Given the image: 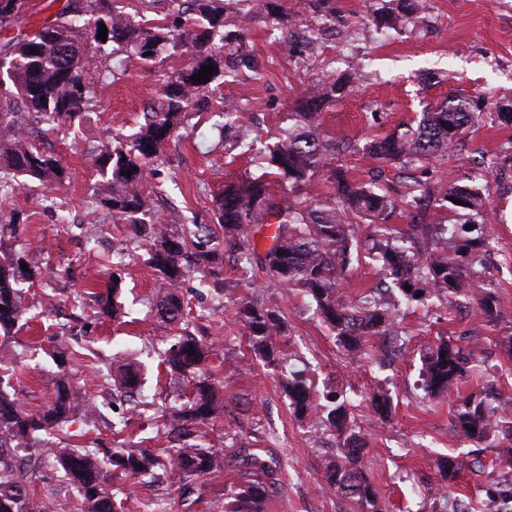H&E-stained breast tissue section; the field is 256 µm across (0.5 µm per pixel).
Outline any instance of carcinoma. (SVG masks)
<instances>
[{
	"label": "carcinoma",
	"instance_id": "obj_1",
	"mask_svg": "<svg viewBox=\"0 0 512 512\" xmlns=\"http://www.w3.org/2000/svg\"><path fill=\"white\" fill-rule=\"evenodd\" d=\"M131 5V0H65L54 16L35 29L0 43V57L7 62V79L0 81L5 84L0 90V198L7 199L21 189L23 177L38 181L45 192L65 178L56 156L41 149L42 129L32 126L30 116L46 124L72 126L82 119L92 98L86 76L103 61L132 46L142 64L151 67L161 49L177 52L191 47L190 70L168 77L160 106L143 113V123L135 133L112 136V142L94 155L103 185L86 197L87 207L107 208L112 222L128 225L131 239L145 248L147 264L166 288L156 305L162 321H185L187 305L180 294L185 277L194 270L216 269L222 262L223 241L237 239L247 245L241 262L251 265L255 261L253 239L272 223L276 224L273 244L263 257L270 276L280 287L296 288L311 297L341 350L365 360L372 358L366 347L368 337L398 336V308L382 294H366L357 301L344 298L345 272L357 246L359 220H371L376 237L372 259L381 263L382 271L409 302L435 292L448 299L451 307L457 297L489 280L483 238L487 204L475 187L457 184L437 198L426 182L410 185L403 202L407 210H445L450 220L427 225L430 237L423 244L406 239L390 224L395 204L386 194L348 178L343 165L329 161L328 146L319 140L312 120L335 96L334 83L307 94L306 111L291 113L292 125L268 147L267 163L281 185V194L269 189L267 178L246 179L226 185L218 194L213 223L196 224L192 230L165 223L138 185L153 174L152 166L169 140L191 135L190 111L201 106V94L223 76L224 61L208 44L224 41V0H168L170 14L188 22L174 28L165 21L146 27L136 24L127 12ZM33 8L31 0H0V31L20 28L19 22ZM102 24L108 30L105 42L98 39ZM210 64L213 74L208 81L193 82L202 66ZM472 119L469 103L448 100L424 113L418 128L373 138L364 150L378 161L411 169L447 152ZM322 170L332 184L333 197L309 203L301 197V190ZM127 171L131 176H125ZM455 199L462 204L453 203ZM18 230L17 224L0 225V331L5 339L23 315L22 281L60 275L52 265L22 269L20 257L4 246ZM119 288L121 278L114 273L106 291L96 294L99 316H116ZM229 303L231 317L254 356L277 365L282 351L276 339L288 328L285 311L247 295L231 297ZM477 303L487 323L498 322L501 311L492 291H483ZM214 352L213 343L185 331L160 354L169 369L190 386L180 406L162 411L166 447L121 446L102 459L91 450H77L69 444L53 449L55 461L80 494L78 501L62 503L64 512H131L138 502L118 500L109 490L114 468L128 479L160 469L177 484L185 500L200 495L198 481L224 473V449L207 444L204 430L224 420L228 408L224 386L209 372ZM52 358L59 371L53 380L52 401L43 409H26L19 391L0 378V512H45L44 503L30 489L33 468L18 461V452L45 451L48 437L61 423L85 418L92 411L64 368L65 348L57 349ZM468 364L465 348L450 339L440 340L422 357L423 387L433 397L457 394L452 414L455 430L476 443L504 449L512 460V418L507 415L512 398L494 406L484 389L460 394ZM112 381L131 392L139 383V372L130 364H121L112 371ZM281 384L296 417H313L338 436L336 457L323 464L327 489L355 501L359 512H381L377 490L363 465L367 437L351 419L350 401L334 395L324 404L315 402V385L305 371L284 376ZM366 401L375 414L389 416L391 401L386 394L373 393ZM233 455L253 478L231 492L225 512H266L276 486V469L246 447L234 450ZM489 498L500 506L497 512H507L504 506L512 504V475L492 487Z\"/></svg>",
	"mask_w": 512,
	"mask_h": 512
}]
</instances>
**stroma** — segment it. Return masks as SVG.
<instances>
[{
	"mask_svg": "<svg viewBox=\"0 0 512 512\" xmlns=\"http://www.w3.org/2000/svg\"><path fill=\"white\" fill-rule=\"evenodd\" d=\"M392 6V0H224V82L210 96L208 109L191 116L193 134L165 144L158 176L142 188L169 223H209L213 199L226 183L261 175L258 151L275 142L289 113L300 111L305 90L336 81L342 88L317 115V134L335 145L351 178L381 184L397 202L406 191L408 171L370 158L365 143L417 126L428 106L448 98L482 106V119L469 125L448 153L431 160L429 168L440 186L473 179L489 204L490 289L501 310L496 324L484 322L473 302L463 301L460 310L451 312L429 296L410 306L401 323L409 338L403 353L386 350L384 340L375 337L372 345L384 351L379 364L355 361L340 351L304 293L269 287L261 263L242 278L241 248L225 244L226 290L254 295L288 314V332L278 339L285 361L278 368L253 357L227 311L213 303L212 286L200 285L195 275L184 282L189 305L211 310L208 319L193 321L191 330L217 339L212 361L220 366L218 379L225 398L238 400L210 436L243 431L247 442L276 461L281 482L267 512H359L322 480L323 459L336 453L335 437L295 418L281 388L282 371L303 367L317 393L336 390L351 401L355 420L368 435L364 466L383 512H438L440 503L433 497L442 481L437 463L449 454L468 462L450 486L468 512H489L486 489L508 472L500 449L476 447L453 429L448 399L426 398L420 369L422 354L439 339L465 345L470 337L481 336L487 344L477 358L486 369L473 377L472 386L490 379L499 397H512V357L496 345L512 334V126L489 117L512 100V0H420L416 21L380 25ZM242 11L252 17L245 30L238 25ZM240 46L249 52V64L236 57ZM192 61L191 52L164 51L151 71L130 53L123 57L120 79L90 74L95 98L81 124L46 139V150L60 159L67 175L53 202H46L41 191L22 189L0 203V224L16 221L23 227L10 241L15 254L32 266L72 268L67 279L38 280L26 287L27 309L9 339L24 369V406L35 411L51 400L57 369L51 353L58 344L68 350L76 385L90 397L111 391L113 361L142 370L145 405L125 433L113 434L121 412L108 402L93 419L63 426V436L75 446L101 455L123 443L164 447L158 415L162 406L178 404L186 384L168 372L159 356L170 336L153 311L165 291L162 282L145 264L143 252L117 262L112 240L125 234V225L106 222L104 212L84 205L99 180L92 155L113 134L132 133L144 112L158 104L161 74L188 70ZM227 99L239 105L241 127L221 132L216 114ZM61 208L69 210V223L57 222ZM90 236L98 240L92 250L85 244ZM370 245V240H359V258L347 269L350 298L380 282L381 272L368 256ZM115 271L121 274L123 314L112 320L97 316L87 291ZM377 391L391 398L389 421H380L363 403L365 395ZM238 470L232 463L220 477L206 480L200 502L189 508L180 505L169 482L153 477L141 482L116 477L111 485L113 491L135 496L141 512H224L229 494L242 482ZM32 487L43 499L77 498L75 486L47 454L38 460Z\"/></svg>",
	"mask_w": 512,
	"mask_h": 512,
	"instance_id": "obj_1",
	"label": "stroma"
}]
</instances>
